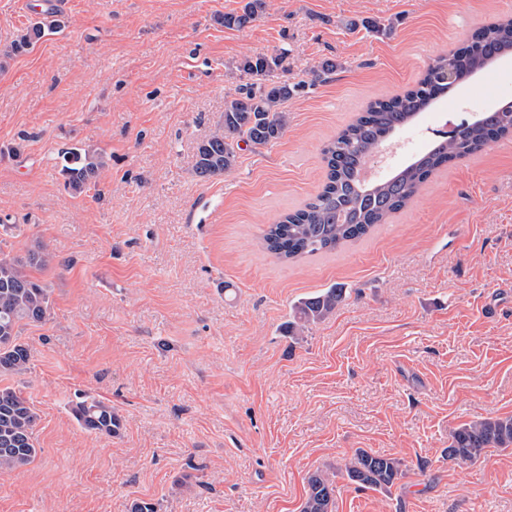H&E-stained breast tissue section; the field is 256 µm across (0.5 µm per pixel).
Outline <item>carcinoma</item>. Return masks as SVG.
I'll use <instances>...</instances> for the list:
<instances>
[{"instance_id": "carcinoma-1", "label": "carcinoma", "mask_w": 512, "mask_h": 512, "mask_svg": "<svg viewBox=\"0 0 512 512\" xmlns=\"http://www.w3.org/2000/svg\"><path fill=\"white\" fill-rule=\"evenodd\" d=\"M264 9L265 0H249L242 14L224 16V26L245 27ZM47 27L53 29L56 24H31L4 49V54L27 50L45 35ZM508 53L512 54V18L482 27L470 47H461L451 57L437 59L434 65L443 66L453 60L455 79L462 81ZM279 62L276 56L263 55L241 60L238 69L253 82L225 104L220 127L198 146L194 165L197 178L204 182L220 178L236 167L242 145L265 146L284 135L289 117L283 105L297 86L286 81L270 85L262 82ZM449 91L450 83L429 71L405 93L371 103L325 149L327 174L321 191L304 207L268 225L264 233L266 249L285 260L331 252L363 237L405 208L420 184L443 165L512 135V125L488 112L481 122L461 132L455 143L438 141L396 175L379 183L362 182L360 172L370 154ZM105 165L104 156L98 152L72 153L70 164L61 169L65 189L83 192ZM45 262L46 255L40 252L29 254L24 261L0 255V375L21 373L30 363V349L20 341L19 328L24 323H40L49 315L48 288L28 273L29 267ZM344 297L343 289L329 288L298 301L293 306V320L288 322V334L302 335L332 314ZM72 412L78 424L90 433L110 436L122 425L118 412L103 400L79 401ZM36 420V413L21 392L0 387V469L22 468L36 456ZM451 439V457L475 462L488 448L512 446V417L465 423L452 431ZM344 472L350 481L384 492L404 477L399 460L364 450L354 454ZM334 492L329 473H312L300 512H335Z\"/></svg>"}]
</instances>
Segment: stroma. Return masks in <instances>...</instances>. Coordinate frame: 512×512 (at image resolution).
I'll return each instance as SVG.
<instances>
[{"mask_svg": "<svg viewBox=\"0 0 512 512\" xmlns=\"http://www.w3.org/2000/svg\"><path fill=\"white\" fill-rule=\"evenodd\" d=\"M245 2L0 0V48L61 21L0 57V251L47 248L29 273L51 304L20 330L29 369L0 377L37 414L35 458L0 470V512H300L318 470L336 475V512H512V447L448 455L459 425L512 416V139L435 172L335 252L286 262L262 244L317 194L336 133L512 0H265L225 28ZM258 54L282 58L265 83L298 86L288 130L201 181L197 146ZM508 101L512 61L402 135ZM76 148L108 162L82 194L61 175ZM334 287L335 312L289 336L293 305ZM85 395L112 403L117 434L78 425ZM359 450L404 477L381 492L339 476ZM264 0H250L240 15H224L225 27L242 28L254 22L265 9ZM56 21H50L48 24L43 21L32 23L23 32H21L12 43L6 47L3 52L5 55L20 53L38 42L45 35V28L53 29L56 27Z\"/></svg>", "mask_w": 512, "mask_h": 512, "instance_id": "35a3bbf8", "label": "stroma"}]
</instances>
